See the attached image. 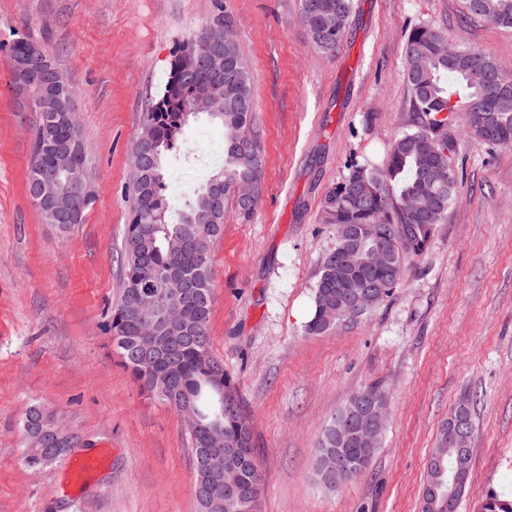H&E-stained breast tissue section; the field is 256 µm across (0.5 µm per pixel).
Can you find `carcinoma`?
<instances>
[{
    "label": "carcinoma",
    "instance_id": "cac0c4a2",
    "mask_svg": "<svg viewBox=\"0 0 512 512\" xmlns=\"http://www.w3.org/2000/svg\"><path fill=\"white\" fill-rule=\"evenodd\" d=\"M469 11L503 28H512V0H468ZM353 10V0H300V17L313 43L326 54L341 44ZM444 36L436 29L419 26L404 45L405 75L410 89L412 123L392 141L380 164L355 166L324 198L325 223L339 228L355 224L370 243H385L393 256L387 271L352 272L341 284L353 291L367 279L381 283L370 313L393 292L405 262L422 256L436 227L443 223L458 189L454 142L448 137V103L463 113L469 133L480 143L512 145V74L500 64L467 44L458 45V55L440 54ZM211 72L193 56L191 43L182 45L170 78L159 100L146 113L141 133L154 141V158L140 155V141L132 150L131 212L126 226L124 277L119 302L112 309L110 331L124 365L141 387L180 411L195 406L202 416H211L224 394L239 398L234 381L211 352L209 323L214 302L210 249L224 230V202L243 184L258 192L263 176L261 134L250 91L249 72L237 42L224 46V91L216 97L207 116L224 126V165L214 171L199 189L187 211L171 222L163 194V158L172 151L188 118L193 101L208 91ZM66 131L45 123L37 114L27 183L41 170L52 169L56 157L48 149L51 140H63ZM335 251L327 253L314 289V311L307 333L322 335L334 328L325 322L329 298L336 297ZM180 272L197 290L187 304L183 322L162 331L180 336L184 346L163 368L146 363L139 355L137 323L125 317L131 301L148 282L165 273ZM460 413L473 417L472 402L463 397L448 413L435 447L426 463L420 495L421 512H458L434 498L431 489L448 480L458 466V450L448 443V427ZM49 414L32 406L23 424L25 462L30 468L43 464L41 448L27 435L28 426L42 421L48 428ZM192 455L213 452L232 466L249 494H227L219 502L196 495L198 512H261L262 476L252 449L244 456L235 448L251 434L248 420L224 416V446L210 448L201 428L187 424ZM339 453L355 465L342 479L346 483L371 464L374 448L338 444L327 426L318 455Z\"/></svg>",
    "mask_w": 512,
    "mask_h": 512
}]
</instances>
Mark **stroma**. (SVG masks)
I'll return each mask as SVG.
<instances>
[{"label":"stroma","mask_w":512,"mask_h":512,"mask_svg":"<svg viewBox=\"0 0 512 512\" xmlns=\"http://www.w3.org/2000/svg\"><path fill=\"white\" fill-rule=\"evenodd\" d=\"M235 19L265 165L250 217L234 203L212 249L210 345L250 418L262 512H420L425 463L456 401L474 400L472 471L458 512L512 499V146L450 130L463 181L423 256L370 314L307 334L336 244L326 193L382 161L411 119L403 45L427 25L512 72V29L466 0H353L335 56L298 0H0V512H197L181 415L141 389L112 344L123 278L133 142L180 46ZM41 45L68 77L94 201L81 224L46 223L27 192L35 113L22 111L5 47ZM166 178L171 216L224 163V130L189 121ZM389 417L367 471L337 489L315 472L323 430L359 389ZM78 444L23 459L31 405Z\"/></svg>","instance_id":"obj_1"}]
</instances>
